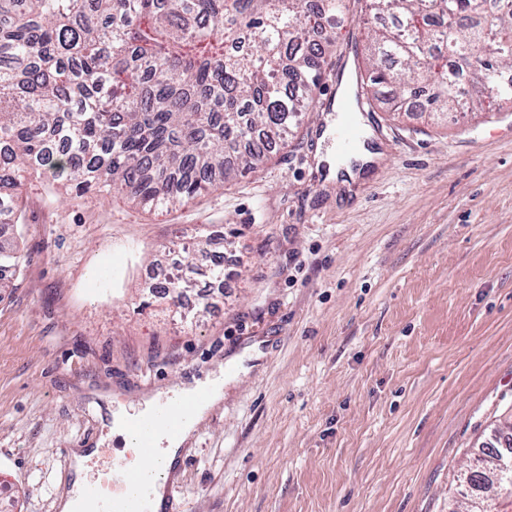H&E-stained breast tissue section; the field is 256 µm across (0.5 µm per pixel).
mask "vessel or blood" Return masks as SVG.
I'll return each instance as SVG.
<instances>
[{"mask_svg": "<svg viewBox=\"0 0 512 512\" xmlns=\"http://www.w3.org/2000/svg\"><path fill=\"white\" fill-rule=\"evenodd\" d=\"M337 114L339 121L332 135L337 151L343 154L358 153L365 140L356 108L343 98L337 104ZM206 397V390L201 389L187 399L157 400L149 416L127 415L125 427L132 436L134 446L139 448L141 457L157 462L154 476L141 477L125 459L106 458L103 466L107 480L90 483L75 512H153L155 487L169 476L165 461L159 458L155 433L161 429L167 438H177L192 419L195 405Z\"/></svg>", "mask_w": 512, "mask_h": 512, "instance_id": "obj_1", "label": "vessel or blood"}]
</instances>
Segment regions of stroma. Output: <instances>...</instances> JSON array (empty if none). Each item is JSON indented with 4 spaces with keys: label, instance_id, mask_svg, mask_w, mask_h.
<instances>
[{
    "label": "stroma",
    "instance_id": "35a3bbf8",
    "mask_svg": "<svg viewBox=\"0 0 512 512\" xmlns=\"http://www.w3.org/2000/svg\"><path fill=\"white\" fill-rule=\"evenodd\" d=\"M327 71L286 144L169 209L30 175L0 297V512H58L111 412L224 374L183 446V512H449L512 419V103L366 123L381 160L324 177ZM224 256V285L149 290Z\"/></svg>",
    "mask_w": 512,
    "mask_h": 512
}]
</instances>
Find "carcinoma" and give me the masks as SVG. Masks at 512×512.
<instances>
[{
	"label": "carcinoma",
	"mask_w": 512,
	"mask_h": 512,
	"mask_svg": "<svg viewBox=\"0 0 512 512\" xmlns=\"http://www.w3.org/2000/svg\"><path fill=\"white\" fill-rule=\"evenodd\" d=\"M346 0H0V226L22 178L168 208L258 168L309 110ZM368 79L397 109L487 112L512 100V0H366ZM468 76L464 100L448 58ZM17 245L0 243V293ZM482 450L469 483L512 476Z\"/></svg>",
	"instance_id": "obj_1"
}]
</instances>
